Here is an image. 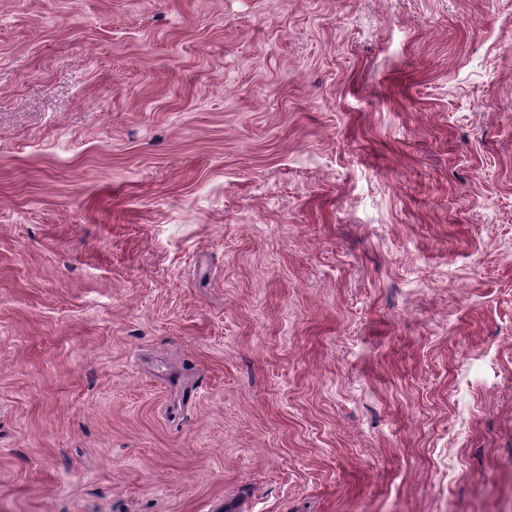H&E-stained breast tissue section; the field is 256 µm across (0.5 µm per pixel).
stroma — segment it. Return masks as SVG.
<instances>
[{
  "instance_id": "stroma-1",
  "label": "stroma",
  "mask_w": 512,
  "mask_h": 512,
  "mask_svg": "<svg viewBox=\"0 0 512 512\" xmlns=\"http://www.w3.org/2000/svg\"><path fill=\"white\" fill-rule=\"evenodd\" d=\"M0 512H512V0H0Z\"/></svg>"
}]
</instances>
